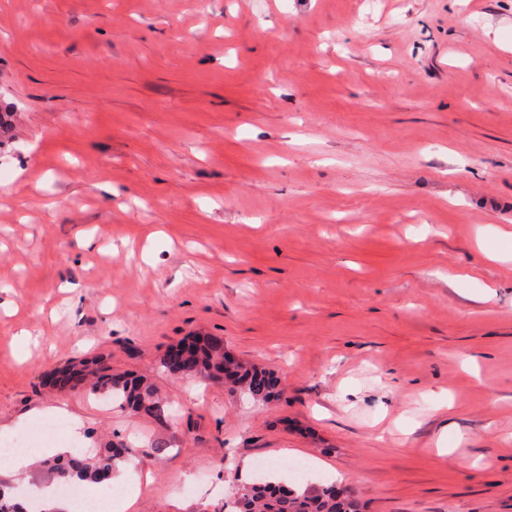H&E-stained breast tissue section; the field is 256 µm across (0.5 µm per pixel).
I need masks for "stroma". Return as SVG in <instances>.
Segmentation results:
<instances>
[{"label": "stroma", "instance_id": "1", "mask_svg": "<svg viewBox=\"0 0 512 512\" xmlns=\"http://www.w3.org/2000/svg\"><path fill=\"white\" fill-rule=\"evenodd\" d=\"M0 106V439L67 409L138 512L285 457L512 512V0H0ZM196 332L282 400L165 372ZM97 355L174 416L46 386Z\"/></svg>", "mask_w": 512, "mask_h": 512}]
</instances>
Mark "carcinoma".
I'll return each mask as SVG.
<instances>
[{
	"label": "carcinoma",
	"mask_w": 512,
	"mask_h": 512,
	"mask_svg": "<svg viewBox=\"0 0 512 512\" xmlns=\"http://www.w3.org/2000/svg\"><path fill=\"white\" fill-rule=\"evenodd\" d=\"M182 344L169 347L161 359L168 374L181 379L201 382L217 381L238 387L252 401L268 403L282 397L283 390L274 373L247 366L224 351V340L218 336H191L188 353L180 351ZM47 383L59 391L89 386L93 395L116 401L120 407L134 413H147L157 418L170 415V407L158 395L153 385L144 380L111 373L103 357L82 362L78 366L54 371ZM132 449L124 444H112L93 456L82 453L57 456L42 463L56 482L90 485L110 480V476ZM224 512H360V502L354 491L342 494L335 483L314 487L302 482L288 484L271 482V474L259 476L239 488L235 500L222 507ZM0 512H44L30 508L18 498L14 486L0 481Z\"/></svg>",
	"instance_id": "carcinoma-1"
}]
</instances>
